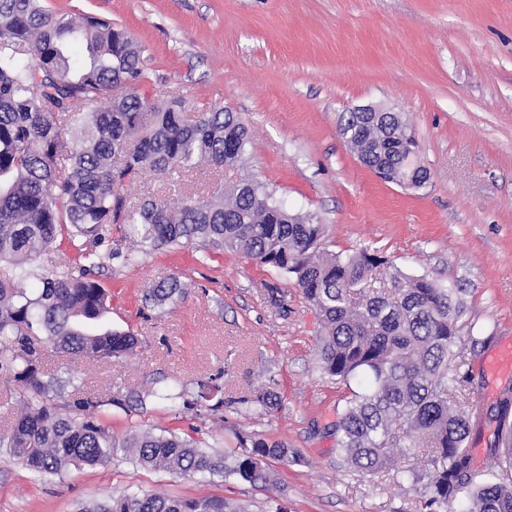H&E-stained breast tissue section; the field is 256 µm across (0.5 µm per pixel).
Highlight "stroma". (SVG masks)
<instances>
[{
    "instance_id": "obj_1",
    "label": "stroma",
    "mask_w": 512,
    "mask_h": 512,
    "mask_svg": "<svg viewBox=\"0 0 512 512\" xmlns=\"http://www.w3.org/2000/svg\"><path fill=\"white\" fill-rule=\"evenodd\" d=\"M56 14L85 13L125 29L142 49L154 102L185 100L188 112L226 107L251 135L243 168L194 169L172 180L138 177L130 197L177 204L248 171L276 188L295 212L316 213L332 252L369 246L389 264L461 289L469 323L512 338V0H42ZM400 113L429 173L406 190L363 166L340 136V113L355 106ZM178 277L183 295L154 306L151 288ZM101 282L107 319L131 329L129 355L103 360L48 353L43 369L67 386L52 405L65 412L75 391L112 397L100 414L109 433L143 429L204 439L222 455L238 437L286 442L272 485L235 477H176L142 466L124 449L111 462L36 478L0 448V512H80L125 492L187 499L221 497L243 512H418L419 487L399 471L430 447L398 458L374 478L348 472L336 453V408L348 390L323 374L315 308L292 281L239 252H202L198 241L112 261ZM477 349L473 387L485 393L473 466L498 473L495 411L512 379L491 380ZM280 392L279 410L259 412L258 389ZM168 399L156 397V390ZM140 393L142 405L124 402Z\"/></svg>"
}]
</instances>
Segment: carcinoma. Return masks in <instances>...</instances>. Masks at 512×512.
I'll return each instance as SVG.
<instances>
[{
  "mask_svg": "<svg viewBox=\"0 0 512 512\" xmlns=\"http://www.w3.org/2000/svg\"><path fill=\"white\" fill-rule=\"evenodd\" d=\"M144 79L141 49L122 29L92 16L54 15L40 0H0V378L23 390L25 408L0 433V446L36 477L69 466L108 463L112 449L132 450L140 464L170 474L225 470L268 485L271 461H288V445L237 437L231 465L190 436L144 429L121 440L95 414L112 398L75 393L69 412L51 410L61 381L42 370L45 343L77 358L119 357L132 350L130 330L92 325L110 310L100 283L105 262L193 238L201 250H232L294 280L321 321L322 371L348 388L337 410L336 451L348 470L374 477L431 444L422 467L403 471L423 485L420 512H512V388L497 405L504 438L495 446L501 473L482 478L469 438L478 425L471 359L456 342L465 311L460 290L426 276L389 274L390 293L372 283L387 260L368 246L323 247L313 213H291L268 184L245 177L219 199L186 196L176 207L133 200L126 187L142 173L159 176L244 162L246 124L222 107L186 114L177 97L152 104L133 92ZM338 131L365 167L390 163L422 171L418 143L397 112H343ZM135 230V246L112 248V225ZM61 271L34 263L54 243ZM177 278L155 286L157 305L181 294ZM253 403L279 407L271 387ZM81 512H235L222 498L183 499L124 493Z\"/></svg>",
  "mask_w": 512,
  "mask_h": 512,
  "instance_id": "1",
  "label": "carcinoma"
}]
</instances>
